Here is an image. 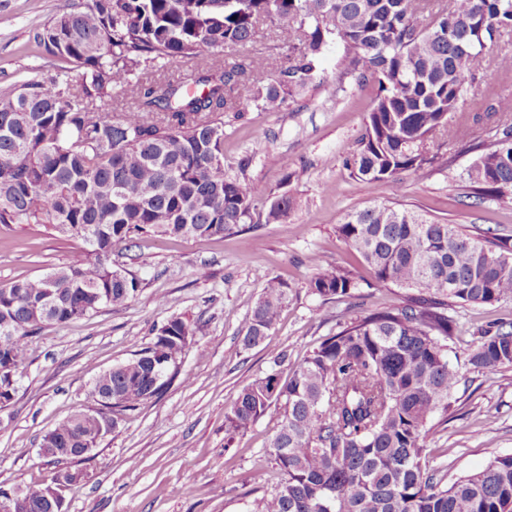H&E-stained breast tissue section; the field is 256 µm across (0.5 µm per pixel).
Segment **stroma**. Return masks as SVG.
<instances>
[{"label": "stroma", "mask_w": 512, "mask_h": 512, "mask_svg": "<svg viewBox=\"0 0 512 512\" xmlns=\"http://www.w3.org/2000/svg\"><path fill=\"white\" fill-rule=\"evenodd\" d=\"M90 0H0V91L11 89L31 69L54 73L61 60L33 40L35 28ZM335 45L323 58L321 86L288 100L282 111L251 110L224 115V162L246 164V176L260 198L283 192L296 198L287 220L259 224L248 244L239 238L168 239L143 235L119 245L112 260L140 281L125 306L106 307L88 318L45 327L32 339L18 389L0 409V486L24 487L46 481L58 466L39 454L43 435L74 410L91 406L95 378L147 346L154 330L180 318L195 328L194 343L175 378L158 397L126 412L118 426L79 464L82 477L64 490L65 512H254L256 503L281 479L265 456L281 421L271 406L251 430L224 442V412L237 392L271 369L274 350L288 352V366L362 309L393 307L402 289L375 285L359 254L339 237L346 213L389 198L429 219L460 224L469 232L487 228L512 237V204L467 196L465 171L475 151L448 144L433 133L431 147L443 148L447 166L405 171L403 189L353 179L344 160L359 146L378 93L375 83L339 81ZM287 35L271 20L261 21L251 42L225 48L224 62L243 67L242 87L257 76L252 59L263 58L269 73L288 63ZM512 55V34L483 52L478 63L482 91L475 94L478 122L466 135L492 140L500 116L490 105L512 95V75L496 69L498 57ZM80 240L67 239L39 224H0V285L42 275L67 263ZM352 270L361 280L356 302L311 294L315 262ZM288 284L290 301L270 346L242 345L251 309L270 279ZM512 313V301L494 306L455 307L459 322L449 358L465 377L451 399L447 422L438 423L430 443L433 466L445 483L482 469L498 455L512 454V368L486 374L470 369L464 350L477 331Z\"/></svg>", "instance_id": "obj_1"}]
</instances>
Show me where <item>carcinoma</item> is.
Segmentation results:
<instances>
[{
  "label": "carcinoma",
  "instance_id": "carcinoma-1",
  "mask_svg": "<svg viewBox=\"0 0 512 512\" xmlns=\"http://www.w3.org/2000/svg\"><path fill=\"white\" fill-rule=\"evenodd\" d=\"M422 0H92L37 29L51 56L83 69L32 77L0 93V224H43L84 248L64 266L0 286V367L22 364L28 339L51 324L78 321L135 297L139 280L112 266V248L134 235L239 236L258 214L288 216L293 200L266 204L244 173L224 165V113L255 105L278 112L305 92L327 49L343 44L340 80L378 86L366 135L346 160L358 180L391 193L399 173L444 164L429 136L465 137L457 121L476 88L480 51L512 31V0H453L422 26ZM274 21L301 36L276 76L238 95L242 70L210 62L155 86L139 74L174 60L250 42ZM136 106L112 113V94ZM494 139L467 170L470 197L512 202V119L502 113ZM338 233L377 283L409 291L395 309L356 314L302 363L244 386L224 413V439L249 430L273 405L283 409L268 454L282 479L256 512H505L512 509V455L443 483L430 465L435 416L448 415L462 376L448 360L456 305L512 300V240L466 233L389 201L347 213ZM319 297L351 298L360 288L346 268L315 262ZM288 284L271 279L246 322L247 348L268 343L288 305ZM194 329L161 326L134 357L103 372L91 393H112V424L161 395L189 349ZM468 364L492 373L512 366V318L483 332ZM100 420L81 408L48 431L58 463L100 444ZM9 512H63L45 485L22 488Z\"/></svg>",
  "mask_w": 512,
  "mask_h": 512
}]
</instances>
